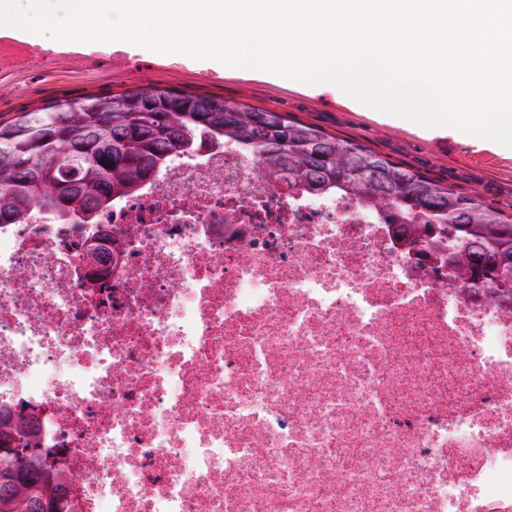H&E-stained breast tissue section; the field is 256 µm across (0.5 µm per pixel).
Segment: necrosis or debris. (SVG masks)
I'll return each mask as SVG.
<instances>
[{
  "label": "necrosis or debris",
  "mask_w": 512,
  "mask_h": 512,
  "mask_svg": "<svg viewBox=\"0 0 512 512\" xmlns=\"http://www.w3.org/2000/svg\"><path fill=\"white\" fill-rule=\"evenodd\" d=\"M395 233L231 142L95 224L0 226V412L46 411L62 512H512V301Z\"/></svg>",
  "instance_id": "1"
}]
</instances>
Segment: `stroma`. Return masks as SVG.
<instances>
[{
	"label": "stroma",
	"instance_id": "1",
	"mask_svg": "<svg viewBox=\"0 0 512 512\" xmlns=\"http://www.w3.org/2000/svg\"><path fill=\"white\" fill-rule=\"evenodd\" d=\"M175 88L229 103L285 112L373 150L512 215V148L453 126L424 127L387 115L332 85H310L265 70L214 65L180 53L125 43L46 40L26 67L0 74V116L12 118L58 99Z\"/></svg>",
	"mask_w": 512,
	"mask_h": 512
}]
</instances>
